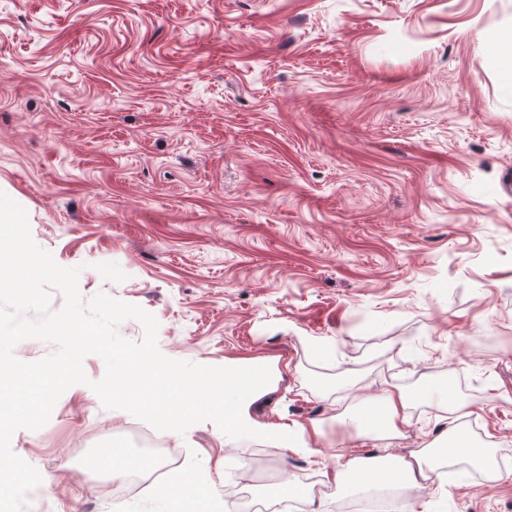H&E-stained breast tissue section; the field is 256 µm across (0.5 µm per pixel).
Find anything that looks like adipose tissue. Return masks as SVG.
Segmentation results:
<instances>
[{"label": "adipose tissue", "mask_w": 512, "mask_h": 512, "mask_svg": "<svg viewBox=\"0 0 512 512\" xmlns=\"http://www.w3.org/2000/svg\"><path fill=\"white\" fill-rule=\"evenodd\" d=\"M449 389L444 385L423 386L416 393L399 387L386 389L380 396L362 397L356 409L339 414V421L351 427L361 438L392 439L411 423L414 400H430L447 405ZM462 459L477 468L486 467L492 451L479 442L464 426H455L445 437L425 443L410 456L345 457L336 479L351 493L371 491L388 486L423 487L431 480L440 464ZM202 503L210 512L212 497L209 489L195 474L186 475L179 483L163 488L159 493L160 512H176L185 500Z\"/></svg>", "instance_id": "ef3b65f1"}]
</instances>
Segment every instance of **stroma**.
Instances as JSON below:
<instances>
[{"instance_id":"obj_1","label":"stroma","mask_w":512,"mask_h":512,"mask_svg":"<svg viewBox=\"0 0 512 512\" xmlns=\"http://www.w3.org/2000/svg\"><path fill=\"white\" fill-rule=\"evenodd\" d=\"M512 0H0V191L83 298L136 304L171 359L259 360L261 423H323L310 452L234 454L217 425L163 432L176 464L126 498L100 449L146 422L69 387L13 451L47 494L25 512H156L160 485L204 475L216 505L248 479L348 495L335 481L359 392L447 385L391 441L420 450L467 425L495 478L440 466L416 512H512ZM328 346L319 355L316 343Z\"/></svg>"}]
</instances>
